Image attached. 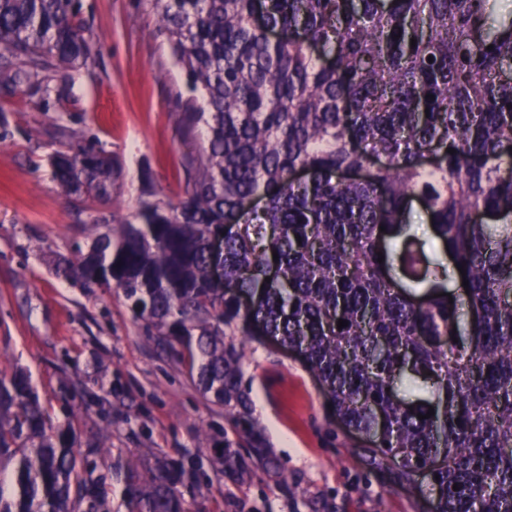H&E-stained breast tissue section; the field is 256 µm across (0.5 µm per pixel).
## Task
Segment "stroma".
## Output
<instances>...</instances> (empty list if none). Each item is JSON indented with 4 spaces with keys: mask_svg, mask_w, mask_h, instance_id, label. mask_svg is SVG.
I'll return each instance as SVG.
<instances>
[{
    "mask_svg": "<svg viewBox=\"0 0 512 512\" xmlns=\"http://www.w3.org/2000/svg\"><path fill=\"white\" fill-rule=\"evenodd\" d=\"M78 3L97 65L71 70L66 88L47 97L23 87L0 97V373L26 372L75 446H105L99 471L112 512H125L112 463L150 466L161 456L202 464L200 487H177L185 512H421L424 494L394 490L368 466L360 436L336 423L317 378L271 344H246L242 383L279 467L226 474L224 444L208 432L223 423V406L166 357L120 289L56 275L58 259L96 229L68 205L52 153L93 142L119 159L106 214L133 216L142 173L163 198L177 199L186 182L172 103L191 91L156 15L145 0Z\"/></svg>",
    "mask_w": 512,
    "mask_h": 512,
    "instance_id": "stroma-1",
    "label": "stroma"
}]
</instances>
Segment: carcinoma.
Segmentation results:
<instances>
[{"label": "carcinoma", "mask_w": 512, "mask_h": 512, "mask_svg": "<svg viewBox=\"0 0 512 512\" xmlns=\"http://www.w3.org/2000/svg\"><path fill=\"white\" fill-rule=\"evenodd\" d=\"M147 2L205 101L173 102L183 193L160 199L146 178L137 223L109 220L96 208L116 190L118 160L56 153L55 180L97 228L56 271L121 289L167 357L224 406L249 448L224 442V471L275 468L234 340L271 337L299 353L336 421L369 438L365 461L396 489L426 468L435 512H507L512 19L497 21L496 0ZM78 13L76 0H0V92L47 95L63 70L94 64ZM296 168L310 177L292 181ZM414 201L432 253L410 233ZM211 234L224 235L222 289L208 275ZM102 453L54 434L26 376H0V469L15 462L0 512H112ZM197 470L127 462L126 512H185L173 484Z\"/></svg>", "instance_id": "carcinoma-1"}]
</instances>
